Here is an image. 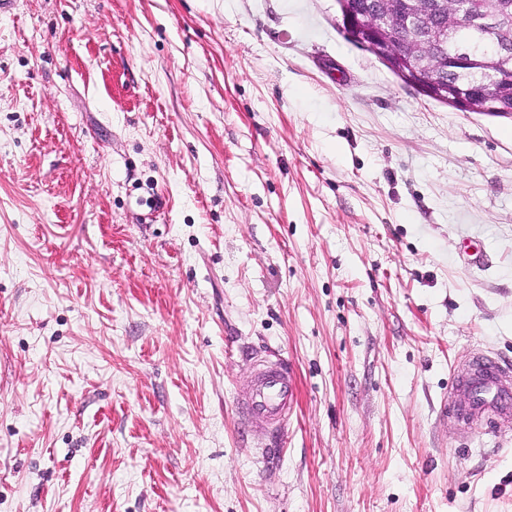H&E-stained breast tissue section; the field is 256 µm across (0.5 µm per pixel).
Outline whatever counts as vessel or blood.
<instances>
[{"mask_svg":"<svg viewBox=\"0 0 512 512\" xmlns=\"http://www.w3.org/2000/svg\"><path fill=\"white\" fill-rule=\"evenodd\" d=\"M443 404L449 419L462 425L486 421L490 432L512 427V362L473 353ZM252 371L237 399V417L245 432L264 435L270 445L284 444L288 419L297 402L293 366L281 355L252 356Z\"/></svg>","mask_w":512,"mask_h":512,"instance_id":"obj_1","label":"vessel or blood"}]
</instances>
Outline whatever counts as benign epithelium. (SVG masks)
<instances>
[{"instance_id": "obj_1", "label": "benign epithelium", "mask_w": 512, "mask_h": 512, "mask_svg": "<svg viewBox=\"0 0 512 512\" xmlns=\"http://www.w3.org/2000/svg\"><path fill=\"white\" fill-rule=\"evenodd\" d=\"M471 25L480 37L504 47L512 43V21L499 0L472 3ZM343 27L361 46L388 65L402 80L462 112L497 114L498 82L464 91L435 79L448 55V43L461 21L459 0H372L360 13L340 12ZM456 74L504 67L505 56L455 52Z\"/></svg>"}]
</instances>
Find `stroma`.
<instances>
[{
  "instance_id": "obj_1",
  "label": "stroma",
  "mask_w": 512,
  "mask_h": 512,
  "mask_svg": "<svg viewBox=\"0 0 512 512\" xmlns=\"http://www.w3.org/2000/svg\"><path fill=\"white\" fill-rule=\"evenodd\" d=\"M337 0L0 15V512H512V118L418 94ZM299 383L239 424L245 351ZM467 362L466 375L443 404L445 416L462 425L485 419L489 433L512 427V364L484 352L473 353ZM252 371L237 399V417L247 433L262 434L270 446L285 443L288 419L297 402L293 366L282 355L249 358Z\"/></svg>"
}]
</instances>
